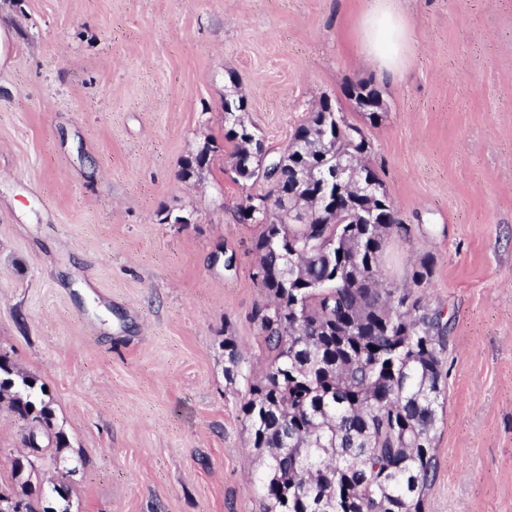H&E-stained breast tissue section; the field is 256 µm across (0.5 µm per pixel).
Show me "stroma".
<instances>
[{"instance_id": "obj_1", "label": "stroma", "mask_w": 512, "mask_h": 512, "mask_svg": "<svg viewBox=\"0 0 512 512\" xmlns=\"http://www.w3.org/2000/svg\"><path fill=\"white\" fill-rule=\"evenodd\" d=\"M396 3L410 39L382 82L357 40L377 0H0V354L68 439L30 455L0 398V488L28 455L71 512H263L223 344L265 371L257 228L235 214L266 187L231 170L224 99L276 154L328 97L404 226L384 278L431 255L415 294L448 321L425 512H512V0ZM347 97L352 100L354 107L360 112H367L366 114L375 123V119L379 117V108L382 105V100L379 94L367 85H360L353 87L347 93Z\"/></svg>"}]
</instances>
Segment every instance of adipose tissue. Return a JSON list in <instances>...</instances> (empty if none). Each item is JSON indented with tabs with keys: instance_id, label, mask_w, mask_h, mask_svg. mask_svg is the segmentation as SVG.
I'll use <instances>...</instances> for the list:
<instances>
[{
	"instance_id": "obj_1",
	"label": "adipose tissue",
	"mask_w": 512,
	"mask_h": 512,
	"mask_svg": "<svg viewBox=\"0 0 512 512\" xmlns=\"http://www.w3.org/2000/svg\"><path fill=\"white\" fill-rule=\"evenodd\" d=\"M357 36L364 53L375 62L378 78L397 79L408 42L403 14L386 5L378 6L360 19Z\"/></svg>"
}]
</instances>
